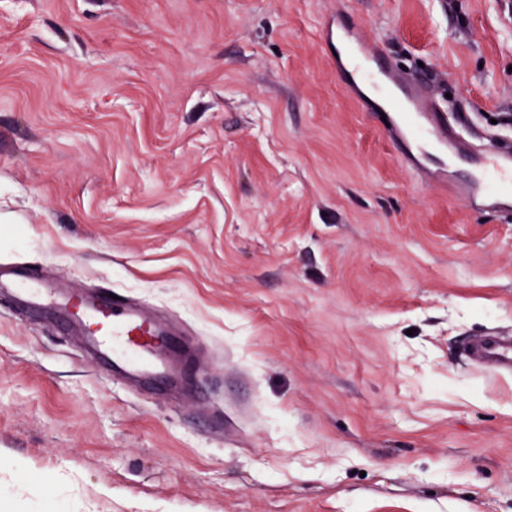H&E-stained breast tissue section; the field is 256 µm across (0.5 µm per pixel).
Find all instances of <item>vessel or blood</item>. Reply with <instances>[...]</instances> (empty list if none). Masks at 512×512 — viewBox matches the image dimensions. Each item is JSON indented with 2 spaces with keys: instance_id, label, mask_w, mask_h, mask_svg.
Wrapping results in <instances>:
<instances>
[{
  "instance_id": "vessel-or-blood-1",
  "label": "vessel or blood",
  "mask_w": 512,
  "mask_h": 512,
  "mask_svg": "<svg viewBox=\"0 0 512 512\" xmlns=\"http://www.w3.org/2000/svg\"><path fill=\"white\" fill-rule=\"evenodd\" d=\"M336 68L348 88L372 95L374 112L388 122L386 133L401 146L403 160L423 171L433 168L474 207L512 217V145L488 135L469 140L430 87L398 70L373 51L362 29H337ZM0 292L31 309L61 308L87 328L90 346L113 374L163 382L192 369V360L174 364L169 352L184 338L158 325L128 296L112 290L74 291L59 296L55 283L25 266H0ZM469 364L493 376L512 375V334L492 331L470 340Z\"/></svg>"
}]
</instances>
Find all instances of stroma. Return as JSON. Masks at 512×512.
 Returning a JSON list of instances; mask_svg holds the SVG:
<instances>
[{
    "mask_svg": "<svg viewBox=\"0 0 512 512\" xmlns=\"http://www.w3.org/2000/svg\"><path fill=\"white\" fill-rule=\"evenodd\" d=\"M512 139V0H0V262L211 350L179 403L0 301V512H512V222L403 162L336 26ZM469 364L493 376L512 375V334L492 331L470 340L465 348Z\"/></svg>",
    "mask_w": 512,
    "mask_h": 512,
    "instance_id": "obj_1",
    "label": "stroma"
}]
</instances>
